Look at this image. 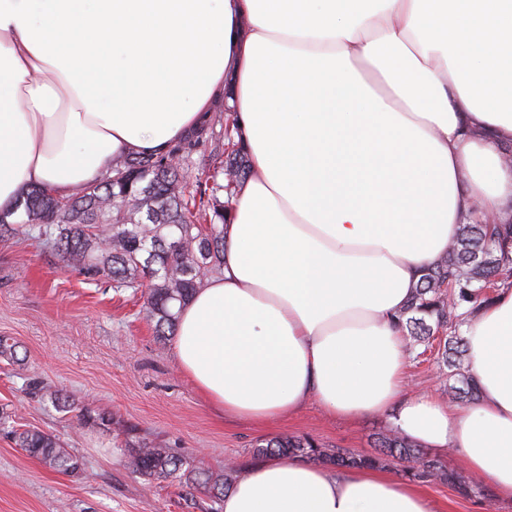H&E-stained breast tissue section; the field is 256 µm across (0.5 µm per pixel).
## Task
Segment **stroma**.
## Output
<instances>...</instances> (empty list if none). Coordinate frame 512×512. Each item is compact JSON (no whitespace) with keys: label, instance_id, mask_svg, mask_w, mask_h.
Segmentation results:
<instances>
[{"label":"stroma","instance_id":"1","mask_svg":"<svg viewBox=\"0 0 512 512\" xmlns=\"http://www.w3.org/2000/svg\"><path fill=\"white\" fill-rule=\"evenodd\" d=\"M140 291L113 288L72 271L44 242L0 238V412L11 426L56 437L81 468L60 473L0 431V512H223L221 499L175 480H150L133 466L144 442L186 457L194 470L244 468L272 438L311 437L322 446L371 453L388 420L326 415L311 403L272 423H253L210 406L179 369L173 340H160ZM65 397L62 410L56 397ZM470 493L437 479L422 492L437 512H512L492 483L466 475Z\"/></svg>","mask_w":512,"mask_h":512}]
</instances>
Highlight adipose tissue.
Wrapping results in <instances>:
<instances>
[{"label":"adipose tissue","instance_id":"adipose-tissue-1","mask_svg":"<svg viewBox=\"0 0 512 512\" xmlns=\"http://www.w3.org/2000/svg\"><path fill=\"white\" fill-rule=\"evenodd\" d=\"M226 96L250 173L174 353L213 407L309 402L455 449L512 500V281L459 329L480 390L402 395L395 318L463 224L512 207V0H0V209L162 154ZM224 512H436L366 467L269 457Z\"/></svg>","mask_w":512,"mask_h":512}]
</instances>
